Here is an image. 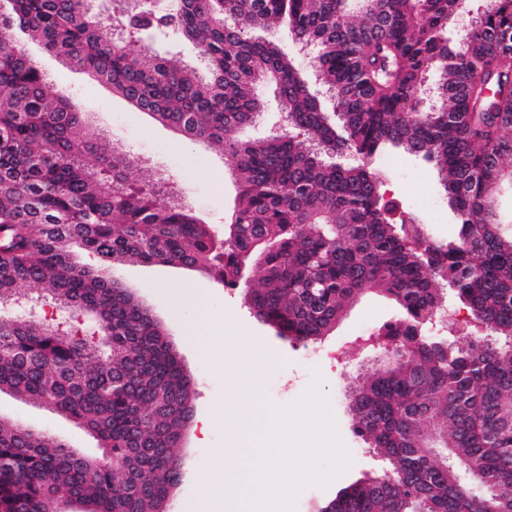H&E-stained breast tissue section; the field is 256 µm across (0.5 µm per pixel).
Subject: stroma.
<instances>
[{
    "label": "stroma",
    "mask_w": 512,
    "mask_h": 512,
    "mask_svg": "<svg viewBox=\"0 0 512 512\" xmlns=\"http://www.w3.org/2000/svg\"><path fill=\"white\" fill-rule=\"evenodd\" d=\"M25 48L38 63L51 85L66 93L84 112L88 123L103 135L104 148L128 150L139 166L169 178L186 202L204 222L223 228L233 210L236 189L228 176V162L208 143L192 144L172 130L154 122L146 113L130 106L105 86L90 81L81 71L62 65L34 41ZM375 167L387 197L395 198L405 216L416 217L440 238L454 231L455 218L439 192L438 173L433 164L398 150L383 151ZM115 278L140 291L141 297L167 326L169 340L183 367L195 381L193 417L213 420L208 435H200L195 423L189 426L182 447L185 478L176 490L170 512H181L201 484L223 462L231 425L220 419V410L230 397L229 379L239 363L227 361L216 367L189 337L202 316L232 318V335L248 337L255 349L270 360L257 373L262 398L276 406L300 400L311 385H318L326 398L339 438L349 458L348 467L327 486L310 485L297 495L293 512H316L342 485L381 471L382 466L364 451L354 432L349 394L380 364L382 351L361 339L362 332H374L397 315L394 301L383 294L366 291L336 328L318 341L321 349L347 346L339 363L319 357H305V348L277 336L274 329L259 322L244 299L243 287L230 288L206 274L163 265H124L113 269ZM0 414L17 419L36 430L62 438L71 447L87 453L97 450L96 441L71 422L32 403L0 395Z\"/></svg>",
    "instance_id": "35a3bbf8"
}]
</instances>
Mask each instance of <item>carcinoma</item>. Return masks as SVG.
<instances>
[{"instance_id": "cac0c4a2", "label": "carcinoma", "mask_w": 512, "mask_h": 512, "mask_svg": "<svg viewBox=\"0 0 512 512\" xmlns=\"http://www.w3.org/2000/svg\"><path fill=\"white\" fill-rule=\"evenodd\" d=\"M96 2L0 0V394L68 418L101 449L0 416V512L70 499L169 512L193 381L111 268L183 264L234 286L256 253L249 307L291 341L328 335L366 290L401 310L351 399L366 452L396 479H359L320 512H482L490 497L512 512V233L494 208L512 183V0H488L453 42L456 0H175L162 13L110 0L107 15ZM279 24L314 49L334 112L294 55L254 37ZM149 28L192 43L205 71L130 49ZM17 30L156 122L218 145L237 188L224 231L127 151L103 150ZM433 70L437 104L419 110ZM261 86L285 125L243 141ZM387 146L438 167L454 236L396 221L372 168ZM444 285L474 325L460 343L425 333ZM43 302L64 316L42 317ZM81 318L89 338L71 325Z\"/></svg>"}]
</instances>
